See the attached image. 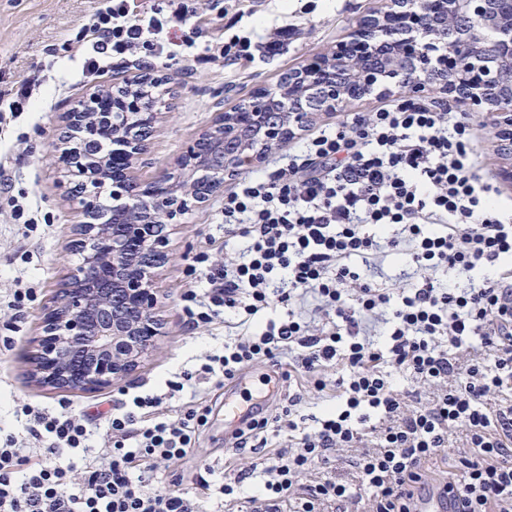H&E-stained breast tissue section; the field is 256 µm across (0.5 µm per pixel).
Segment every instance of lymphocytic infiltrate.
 Masks as SVG:
<instances>
[{
	"label": "lymphocytic infiltrate",
	"mask_w": 512,
	"mask_h": 512,
	"mask_svg": "<svg viewBox=\"0 0 512 512\" xmlns=\"http://www.w3.org/2000/svg\"><path fill=\"white\" fill-rule=\"evenodd\" d=\"M201 20L199 0H107L67 46L88 79L141 48L163 62H251L293 36L283 26L260 44L234 35L201 49ZM477 143L471 113L402 96L241 176L221 216L246 247L196 253L208 286L180 303L188 327L221 322L237 338L104 414L18 407L27 434L0 436V512H199L178 464L212 409L180 397L258 363L294 387L235 433L231 452L254 454L262 487L246 498L244 474L226 477L228 512H415L434 486L457 512H512V206L481 177ZM391 256L411 268L403 287L380 275ZM277 302L287 314L267 317ZM313 392L327 403L308 419L299 407ZM273 438L285 444L270 454Z\"/></svg>",
	"instance_id": "lymphocytic-infiltrate-1"
}]
</instances>
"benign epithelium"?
Segmentation results:
<instances>
[{"mask_svg": "<svg viewBox=\"0 0 512 512\" xmlns=\"http://www.w3.org/2000/svg\"><path fill=\"white\" fill-rule=\"evenodd\" d=\"M435 3L399 0V10L363 18L332 52L288 74L292 97L305 99L307 84L315 81L317 74L334 73L341 67L350 69L361 93L353 97L345 84L331 78L321 85V112L361 100L383 76L410 96L436 92L497 112L512 124V83L500 80V69L512 67V0H448L447 11L434 22L444 34L446 53L434 63L415 32L420 30L417 9ZM407 68L422 72L424 80L404 83L402 74ZM268 103L267 92H257L241 117L259 118ZM310 117L309 112H289L281 125L260 126L261 146L248 162L261 163L264 147L285 139L290 126ZM240 135L237 122L222 118L204 130L198 141ZM116 150L130 168L144 154V141L121 137ZM77 155L74 145L63 149L70 172L81 175L89 182L87 189L96 193L112 184L113 195L123 196L136 217L127 224H114L93 205H86L88 221L81 225L76 241L82 263L46 309L43 334L32 339L30 376L42 386L94 392L128 377L158 336L152 316L155 288L136 252L148 255L156 264L164 262L168 221L185 210L189 201H202L204 193L193 182L178 186L179 176L170 174L140 187L139 195H128L122 182L109 181L108 162L97 160L99 172L94 175ZM237 166L236 160L220 153L217 162L201 175L210 176L213 185H222L224 170Z\"/></svg>", "mask_w": 512, "mask_h": 512, "instance_id": "benign-epithelium-1", "label": "benign epithelium"}]
</instances>
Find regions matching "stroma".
Instances as JSON below:
<instances>
[{
	"instance_id": "obj_1",
	"label": "stroma",
	"mask_w": 512,
	"mask_h": 512,
	"mask_svg": "<svg viewBox=\"0 0 512 512\" xmlns=\"http://www.w3.org/2000/svg\"><path fill=\"white\" fill-rule=\"evenodd\" d=\"M201 4L203 32L197 41L201 47L228 27L255 41L286 24L294 26L297 34L286 53L261 61L192 68L182 61L152 64L145 53L137 52L110 60L96 79L87 81L79 74L80 57L70 56L63 42L86 14L99 7L100 0H0V92L33 78L41 82L35 91L37 110L11 122L0 140V293L17 278L36 290L35 301L23 315L0 307V424L12 425L16 400L48 407L69 400L78 409H105L134 393L162 392L166 379L197 369L201 356L224 343V325L186 327L180 297L189 287L205 285L200 275L189 272L197 252L207 247L216 260L224 258L219 207L225 189L233 185L229 178L202 203L169 223L168 258L154 271L158 302L153 316L160 334L134 374L95 392L54 389L32 381L30 340L41 334L45 305L80 259L74 243L82 208L75 196V181L59 162L66 112L89 101L94 93L132 84L140 65L152 64L170 98L146 140L143 163L131 171L136 181H152L177 171L186 150L220 114L236 111L256 90L276 87L284 74L335 47L362 17L385 9L387 0H227L221 12L213 10L212 0H201ZM477 117L483 172L496 180L503 195L512 197V181L503 176L512 168V157L495 151L490 115L481 110ZM24 195L38 207V222L31 229L12 216V199ZM287 391L280 369L260 363L245 370L242 382H229L225 389L199 385L197 397L219 413L228 395L245 405L263 396L272 406ZM230 445L223 425L211 421L184 470L208 465L219 480L230 470L249 467V459L230 460Z\"/></svg>"
}]
</instances>
